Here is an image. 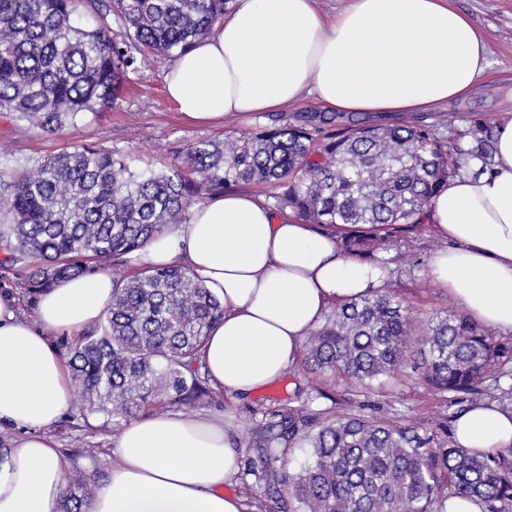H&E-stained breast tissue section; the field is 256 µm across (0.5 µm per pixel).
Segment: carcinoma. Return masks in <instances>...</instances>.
Returning <instances> with one entry per match:
<instances>
[{"mask_svg":"<svg viewBox=\"0 0 512 512\" xmlns=\"http://www.w3.org/2000/svg\"><path fill=\"white\" fill-rule=\"evenodd\" d=\"M225 0H0V112L48 133L116 99L123 80L156 54L185 52L224 20ZM98 25L77 26L78 12ZM357 113H311L246 136L203 140L170 170L132 169L130 160L89 144L64 149L0 178V264L20 268L18 286L36 296L107 266L182 223L202 192L240 181L274 183L275 207L336 228L341 248L380 268L393 233L423 224L459 160L494 167V135L477 124L468 148L450 146L433 125H364ZM336 124V132L325 126ZM38 257L40 262L30 263ZM100 324L66 346L83 410L118 427L170 407L213 399L200 369L208 329L224 303L186 270L156 267L113 277ZM423 346L422 379L453 405L475 404L483 384L512 377V341L465 314L421 327L389 288L339 304L307 337V364L356 384L392 376ZM269 469L285 448L310 449L293 475L268 485L279 512H444L450 498L478 499L483 512H512V450L484 454L444 445L423 422L291 409L255 430ZM81 476L61 512H86Z\"/></svg>","mask_w":512,"mask_h":512,"instance_id":"obj_1","label":"carcinoma"}]
</instances>
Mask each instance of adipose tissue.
Listing matches in <instances>:
<instances>
[{
  "label": "adipose tissue",
  "instance_id": "1",
  "mask_svg": "<svg viewBox=\"0 0 512 512\" xmlns=\"http://www.w3.org/2000/svg\"><path fill=\"white\" fill-rule=\"evenodd\" d=\"M487 67L484 36L451 0H349L332 17L316 0H240L177 56L164 84L179 112L204 124L282 112L306 93L335 112L414 114L470 97ZM495 161L493 172L449 180L433 199L429 229L446 246L429 275L476 322L512 333V117L498 128ZM344 235L226 193L146 244L137 265L183 266L223 300L201 363L214 392L246 395L296 362L332 304L382 287L379 268L342 251ZM112 288L103 271L62 282L28 318L13 293H0V425L22 432L0 456V512H57L69 464L49 431L75 386L51 339L98 323ZM454 429L465 448H512V410L495 401L463 413ZM114 453L88 512H243L223 493L238 457L221 418L138 419Z\"/></svg>",
  "mask_w": 512,
  "mask_h": 512
}]
</instances>
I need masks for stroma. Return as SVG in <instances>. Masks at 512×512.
I'll return each instance as SVG.
<instances>
[{
  "label": "stroma",
  "mask_w": 512,
  "mask_h": 512,
  "mask_svg": "<svg viewBox=\"0 0 512 512\" xmlns=\"http://www.w3.org/2000/svg\"><path fill=\"white\" fill-rule=\"evenodd\" d=\"M456 5L485 36L489 69L476 95L421 116V123L435 126L439 137L451 144L458 142L475 120L493 126L512 114V0H456ZM171 63L170 57H154L130 75L112 106L66 124L52 135L35 126L18 129L9 113L0 112V175L10 176L35 161L84 143L126 155L139 169L167 170L179 163L192 143L247 135L269 124V117L263 114L231 119L220 126H200L185 120L164 90V73ZM441 246L424 224L396 233L386 253L391 260L386 284L423 322L456 307L447 290L429 276L430 259ZM418 361V356H411L402 374L353 385L332 373L313 378L300 358L281 379L248 397L221 393L216 401L201 405L197 415L223 418L225 430L238 447L239 469L225 484V494L241 497L245 512H274L267 497L266 478L251 462L257 456L252 432L277 409L308 403L315 409H330L336 416L355 411L403 424L423 421L435 429L439 441L450 440L453 410L447 396L425 385L416 368ZM314 383L323 395L312 400L308 393ZM103 421L100 415L84 417L75 404L52 430L72 471L85 472L92 491L114 460Z\"/></svg>",
  "instance_id": "obj_1"
}]
</instances>
